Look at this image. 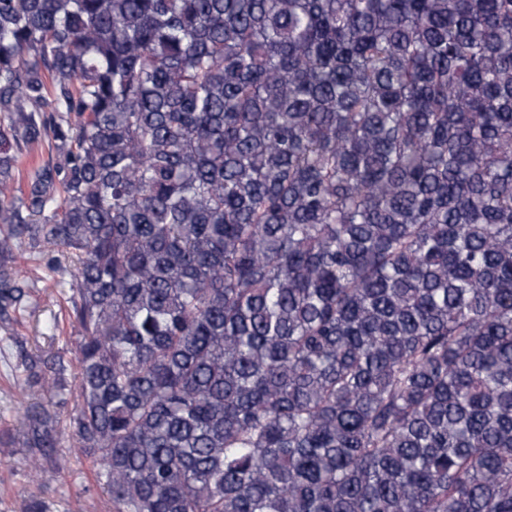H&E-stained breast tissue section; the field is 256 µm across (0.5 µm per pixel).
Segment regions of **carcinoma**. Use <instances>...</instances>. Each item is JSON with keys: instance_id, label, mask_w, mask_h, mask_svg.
I'll use <instances>...</instances> for the list:
<instances>
[{"instance_id": "1", "label": "carcinoma", "mask_w": 512, "mask_h": 512, "mask_svg": "<svg viewBox=\"0 0 512 512\" xmlns=\"http://www.w3.org/2000/svg\"><path fill=\"white\" fill-rule=\"evenodd\" d=\"M47 248L77 388L24 360L30 472L512 512V0H0V319ZM47 157V144L36 146L29 153L21 156L15 168V187L24 189L33 166L46 160Z\"/></svg>"}]
</instances>
